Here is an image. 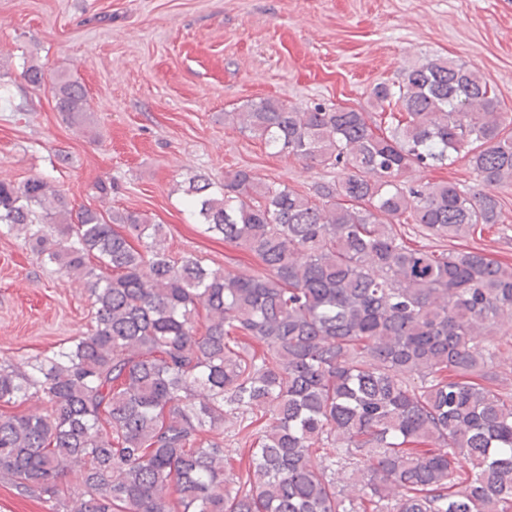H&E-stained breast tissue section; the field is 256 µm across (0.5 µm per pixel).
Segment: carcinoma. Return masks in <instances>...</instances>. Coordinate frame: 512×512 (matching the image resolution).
Masks as SVG:
<instances>
[{
    "mask_svg": "<svg viewBox=\"0 0 512 512\" xmlns=\"http://www.w3.org/2000/svg\"><path fill=\"white\" fill-rule=\"evenodd\" d=\"M366 113L267 97L226 112L278 153L338 171L312 196L240 169L184 190L253 275L172 257L136 210L77 212L41 177L0 179V228L83 283L94 320L49 355L0 360V479L50 512H512V263L416 248L504 223L490 195L407 175L469 157L512 186V113L436 58L370 88ZM58 111H87L76 80ZM421 384L414 383L415 378ZM243 434L232 476L224 432ZM506 340V337L503 339ZM501 344L498 352V357L495 360V370L499 372L500 379L496 385H505L507 388L512 389V339Z\"/></svg>",
    "mask_w": 512,
    "mask_h": 512,
    "instance_id": "cac0c4a2",
    "label": "carcinoma"
}]
</instances>
